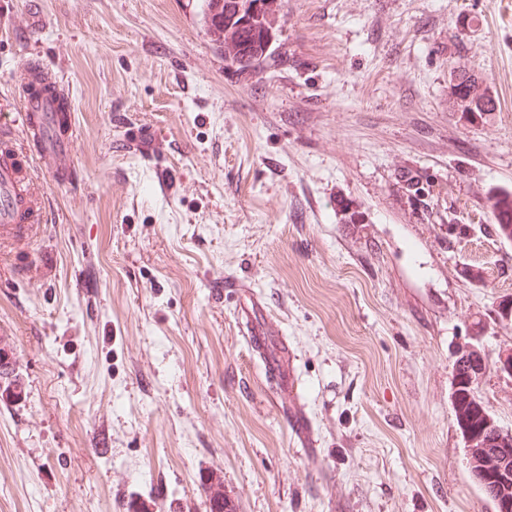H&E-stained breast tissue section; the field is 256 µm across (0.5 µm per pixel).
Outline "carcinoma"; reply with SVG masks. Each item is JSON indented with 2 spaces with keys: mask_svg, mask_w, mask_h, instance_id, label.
Returning <instances> with one entry per match:
<instances>
[{
  "mask_svg": "<svg viewBox=\"0 0 512 512\" xmlns=\"http://www.w3.org/2000/svg\"><path fill=\"white\" fill-rule=\"evenodd\" d=\"M260 2L257 14L246 21L237 15L235 0H203L202 17L207 30L224 51V61L240 71L262 67L273 54L274 33L268 0ZM485 367L483 357L475 350L457 358L455 376L459 384L453 401L456 424L464 437L482 435L488 448L512 449V434L496 424L470 386V381L477 379Z\"/></svg>",
  "mask_w": 512,
  "mask_h": 512,
  "instance_id": "carcinoma-1",
  "label": "carcinoma"
}]
</instances>
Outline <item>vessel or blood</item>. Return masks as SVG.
<instances>
[{
    "label": "vessel or blood",
    "mask_w": 512,
    "mask_h": 512,
    "mask_svg": "<svg viewBox=\"0 0 512 512\" xmlns=\"http://www.w3.org/2000/svg\"><path fill=\"white\" fill-rule=\"evenodd\" d=\"M24 79L32 88L18 119L0 117V244L21 246L43 228L44 176L70 186L79 176L74 160L76 125L63 79L30 62Z\"/></svg>",
    "instance_id": "b4317fda"
}]
</instances>
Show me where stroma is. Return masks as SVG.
<instances>
[{"label": "stroma", "mask_w": 512, "mask_h": 512, "mask_svg": "<svg viewBox=\"0 0 512 512\" xmlns=\"http://www.w3.org/2000/svg\"><path fill=\"white\" fill-rule=\"evenodd\" d=\"M273 28L240 72L202 0H0V100L63 73L81 174L0 247V512H496L452 378L479 348L512 433V0H285ZM461 70L494 111L454 105Z\"/></svg>", "instance_id": "1"}]
</instances>
